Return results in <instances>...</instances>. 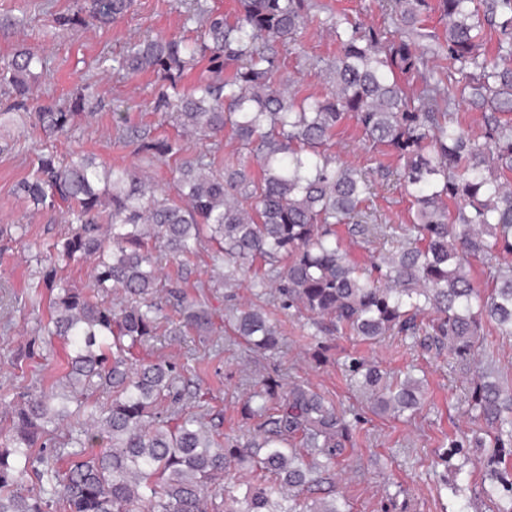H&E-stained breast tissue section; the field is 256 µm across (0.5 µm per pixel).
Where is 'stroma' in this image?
<instances>
[{
    "mask_svg": "<svg viewBox=\"0 0 512 512\" xmlns=\"http://www.w3.org/2000/svg\"><path fill=\"white\" fill-rule=\"evenodd\" d=\"M72 6L73 0H0V17L17 21L8 32H0V56L28 47L41 51L47 60L34 86V105L62 103L87 83L98 95L94 116L77 121L64 134L46 136L19 112L0 127V225L28 228L25 238L0 246V279L6 280L12 296L11 308L0 309V394L39 389L54 379L53 367L64 358L59 341L42 330L49 319L50 292L35 253L37 245L64 234L67 225L63 215L34 210L14 192L17 182L29 174L35 155L83 150L111 165L140 163L134 145L116 135L112 116L117 112L126 115L131 129L181 140L187 154L204 149L201 141L183 135L169 115L155 111L160 77L146 73L128 80L99 64L144 32L163 37L182 34L183 16L173 0H134L125 19L112 25L59 27L56 17ZM303 45L302 59L280 47L281 75L304 92L324 94L329 87L326 75L306 60L334 57L339 45L333 34L314 26L306 32ZM332 150L341 161L371 172L368 206L379 223L406 221L410 203L403 194L401 166L387 149L370 148L349 120L337 130ZM275 317L283 345L271 356L249 359L227 336L192 331L160 337L156 346L167 359L187 367L189 387L209 390L210 416L227 433L246 438L253 432L240 414L247 392L242 371L252 365L264 373L308 382L346 410L357 424L353 445L336 469L335 489L348 499L351 512H460L464 506L469 512H494V504L481 494L488 449L467 447L446 463L440 458L450 440L473 429L464 403L472 380L456 370L447 351L414 347L397 336L372 345L344 336L332 341L326 361L318 363L302 321L281 311ZM354 357L394 372L416 367L426 379L423 408L408 421L375 413L348 380L346 366Z\"/></svg>",
    "mask_w": 512,
    "mask_h": 512,
    "instance_id": "35a3bbf8",
    "label": "stroma"
}]
</instances>
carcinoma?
I'll use <instances>...</instances> for the list:
<instances>
[{"label": "carcinoma", "instance_id": "1", "mask_svg": "<svg viewBox=\"0 0 512 512\" xmlns=\"http://www.w3.org/2000/svg\"><path fill=\"white\" fill-rule=\"evenodd\" d=\"M400 21L386 28L340 29L314 0H238L234 19L188 0L185 24L196 35L127 42L102 59L135 79L153 72L182 131L211 143L184 158L172 188L156 187L138 164L103 165L89 155L37 157L16 193L38 210L65 207L68 231L37 256L44 284L57 290L46 331L69 350L65 373L41 390L0 397V512H349L344 500L308 499L346 452L352 424L336 404L304 382L266 375L243 403L259 419L245 443L204 422L207 393L186 395L183 375L151 342L183 328L202 336L231 332L250 352L279 350L276 321L261 304L223 316L183 290L182 272L162 283L159 266L177 267L206 246L218 282L307 317L315 357L327 339L429 335L463 367L478 356L484 324L512 337V0H379ZM133 0H74L63 27L114 23ZM439 13L444 32L425 18ZM335 34L333 60L308 61L332 76L328 92L304 95L279 75L277 45H296L312 25ZM496 32L486 54L485 27ZM208 66L191 89L180 83L199 60ZM44 57L30 50L0 57V90L23 109ZM483 112L480 132L462 123L459 98ZM94 97L85 84L67 107L33 113L47 133L70 129ZM352 119L364 141L403 163L411 209L403 224H379L366 205V173L329 153L336 130ZM240 157L224 161V133ZM143 158L184 152L180 141L131 134ZM371 245L397 239L395 252L366 266L354 261L338 227ZM481 262L491 285L470 277ZM92 265L77 288L58 271ZM350 382L381 414L399 418L425 401L421 381L359 359ZM108 395L100 407L92 397ZM467 407L482 425L468 444L492 448L481 493L512 512V392L486 373ZM251 478L236 482L233 471Z\"/></svg>", "mask_w": 512, "mask_h": 512}]
</instances>
